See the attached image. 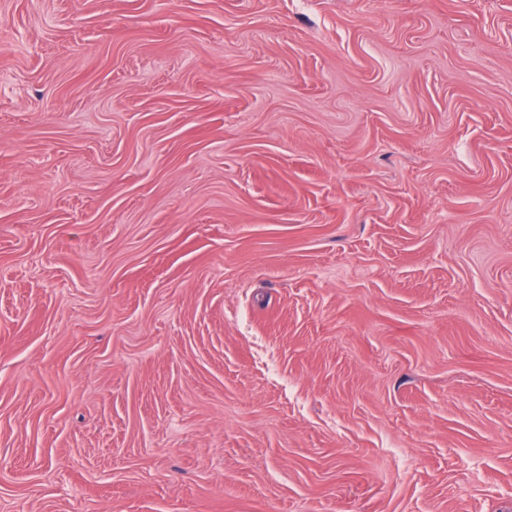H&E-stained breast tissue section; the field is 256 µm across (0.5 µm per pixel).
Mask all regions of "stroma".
Listing matches in <instances>:
<instances>
[{"mask_svg": "<svg viewBox=\"0 0 512 512\" xmlns=\"http://www.w3.org/2000/svg\"><path fill=\"white\" fill-rule=\"evenodd\" d=\"M0 512H512V0H0Z\"/></svg>", "mask_w": 512, "mask_h": 512, "instance_id": "1", "label": "stroma"}]
</instances>
